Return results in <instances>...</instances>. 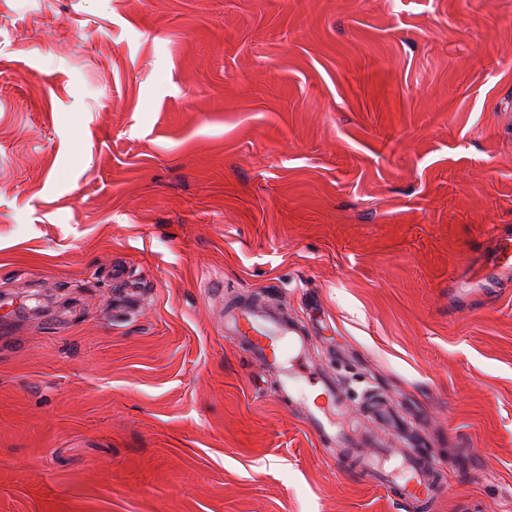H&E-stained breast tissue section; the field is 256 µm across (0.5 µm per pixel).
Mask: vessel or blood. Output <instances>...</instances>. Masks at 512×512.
<instances>
[{"label":"vessel or blood","mask_w":512,"mask_h":512,"mask_svg":"<svg viewBox=\"0 0 512 512\" xmlns=\"http://www.w3.org/2000/svg\"><path fill=\"white\" fill-rule=\"evenodd\" d=\"M490 264L500 273L512 272V232L496 234ZM220 325L248 349L255 361L281 372L276 399L304 408L306 424L322 446L357 453L361 470L373 474L380 486L395 490L397 499L407 504L444 486L437 463L405 457L399 464H392L384 452L374 451L375 437L367 426L345 423V393L329 376L309 371L301 364L304 325L242 299L227 302Z\"/></svg>","instance_id":"1"}]
</instances>
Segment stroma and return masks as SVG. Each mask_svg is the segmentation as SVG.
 <instances>
[{
    "mask_svg": "<svg viewBox=\"0 0 512 512\" xmlns=\"http://www.w3.org/2000/svg\"><path fill=\"white\" fill-rule=\"evenodd\" d=\"M502 228L512 0H0V512H412L225 339L219 274L421 430L419 512H512ZM490 264L497 271L508 274L512 270V232L499 231L495 236Z\"/></svg>",
    "mask_w": 512,
    "mask_h": 512,
    "instance_id": "35a3bbf8",
    "label": "stroma"
}]
</instances>
